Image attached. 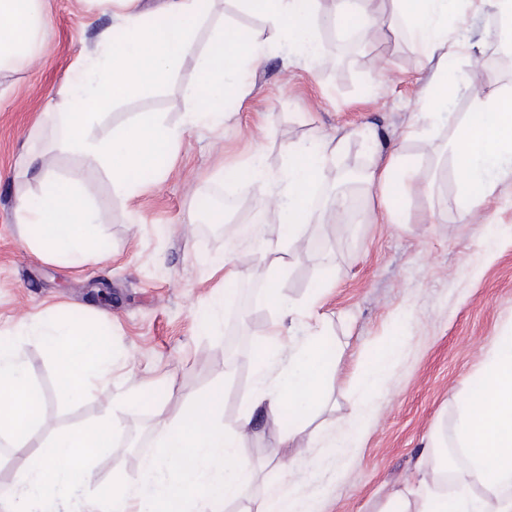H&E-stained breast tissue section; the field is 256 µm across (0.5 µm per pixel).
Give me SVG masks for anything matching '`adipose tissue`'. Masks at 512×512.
<instances>
[{
  "label": "adipose tissue",
  "mask_w": 512,
  "mask_h": 512,
  "mask_svg": "<svg viewBox=\"0 0 512 512\" xmlns=\"http://www.w3.org/2000/svg\"><path fill=\"white\" fill-rule=\"evenodd\" d=\"M120 15V39H107L100 55L88 59L91 79L72 85L75 106L63 115L61 142L81 153L88 167H105L112 180L129 188L130 174L150 171L164 175L168 146L180 132L158 121L138 120L110 138H91L88 127L99 112L144 81H164L185 59L195 61L198 85L207 106L188 112L192 125L217 126L224 119V94L232 89L239 67L260 62L265 48L256 40L228 28L217 33L205 51H197L194 24L208 13L212 0H167L161 23L145 22L137 12L138 0H114ZM247 9L273 27H290L289 47L305 59L318 57V45L306 24L314 0H243ZM408 20V34L431 65L427 93L419 109L421 121H431L439 103L457 89L452 46L462 44L469 15L491 5L512 27V0H394ZM43 0H0V70L39 54V35L45 25ZM473 72L468 82L472 110L458 129L456 174L462 200L461 215L472 220L492 194L490 171L503 158H512V89L487 94L478 80V55H471ZM344 139L317 137L288 146V191L274 192L259 160L244 174L245 188L264 195L279 215L280 233L267 238L264 251L277 254L299 250L308 242V228L317 216L310 204L323 166L338 157ZM407 156L394 154L382 169L365 173L366 190H379L386 213L401 209L396 192L398 171L411 170ZM38 204L20 203V234L38 244L52 259L77 265L97 253L94 229L105 223V213L93 209L79 178L60 182L45 176ZM59 361L60 379L68 397L95 387L109 373L105 352L109 339L79 319L46 322L35 329ZM258 370L257 386L248 410L230 425L221 420L219 407L199 413L158 412L155 451L148 457L142 481L113 483L105 502L91 501L80 512H130L148 505V512H189L190 503L203 504L202 512H223L226 503L246 497L254 464L238 453L237 441L248 436L254 414L273 424L289 422L281 437L289 442L303 429L307 417L325 403V381L337 370L336 351L324 332L308 336L298 347L280 345L270 355L267 344L251 350ZM43 396L25 375L19 346L0 341V435L14 453H25L30 439L43 427ZM455 422L457 446L467 462L466 476L454 493H445L447 458L434 459L419 482L416 500L406 498L386 512H512V333L501 336L487 355L477 381L458 397ZM111 425L101 422L75 433L55 435L47 450L21 471L11 490L13 512H39L57 501L60 491L71 493L89 486L98 452L109 447ZM480 483L495 497L494 506L474 494Z\"/></svg>",
  "instance_id": "adipose-tissue-1"
}]
</instances>
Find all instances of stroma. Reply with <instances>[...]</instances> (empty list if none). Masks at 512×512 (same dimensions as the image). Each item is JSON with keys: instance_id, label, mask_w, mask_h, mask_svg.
<instances>
[{"instance_id": "35a3bbf8", "label": "stroma", "mask_w": 512, "mask_h": 512, "mask_svg": "<svg viewBox=\"0 0 512 512\" xmlns=\"http://www.w3.org/2000/svg\"><path fill=\"white\" fill-rule=\"evenodd\" d=\"M335 0H316L310 20L324 63L287 58V29L267 25L239 0H214L194 27L198 49L232 25L264 40L272 51L238 77L239 92L224 104L218 126H193L188 108L201 104L192 62L166 80L145 82L112 102L90 133L105 138L149 117L179 129L168 150L166 177H144L135 193L114 184L109 169L86 170L82 156L62 148L56 129L62 93L78 80L80 63L99 50L118 19L109 0H44L48 26L42 53L0 71V336H14L27 376L44 397V430L26 453L0 459V472L19 471L43 452L53 434L112 420V442L95 460L96 480L81 498L94 499L115 482L135 483L153 450L155 414L194 408L218 393L221 415L233 423L255 389L250 349L266 341L278 309L264 294L270 265L262 236L230 238L233 228L264 226L277 235L279 217L264 196L234 188L229 177L260 156L273 180L284 177L289 144L317 136L346 137L321 185L329 189L351 169L383 166L407 155L421 183L404 182L407 221L376 224L378 195L361 196L356 223L311 225L306 250L283 254L288 274L281 294L298 307L287 340L298 345L316 329L314 306L341 357L328 402L310 420L322 436L299 434L281 448L266 418L256 419L238 451L255 466L250 499L224 512H252L266 491L300 487L317 512H382L393 494L416 486L428 469L436 436L453 435L456 398L479 374L486 354L512 331V181L500 182L481 211L484 223L463 221L454 177L457 129L472 108L466 84L438 107L425 136L415 135L416 110L429 72L406 37L392 0H369L376 27L361 36L357 58L343 60L347 33L325 37L319 20ZM500 20L487 7L472 18L469 41L482 56L487 93L512 89V55L498 36ZM67 179L82 174L92 204L110 216L95 227L102 254L78 266L52 260L19 234L20 200L36 202L44 172ZM209 196L234 209L223 224L208 223L198 205ZM243 273L225 281L215 260ZM51 317L87 320L111 339L112 383L77 400L63 396L55 362L20 322ZM240 336L242 357L229 361L225 338ZM396 351L385 385L368 397L370 420L358 447L330 448L325 435L353 411L361 376L379 342ZM135 395L129 409L106 412V398Z\"/></svg>"}]
</instances>
